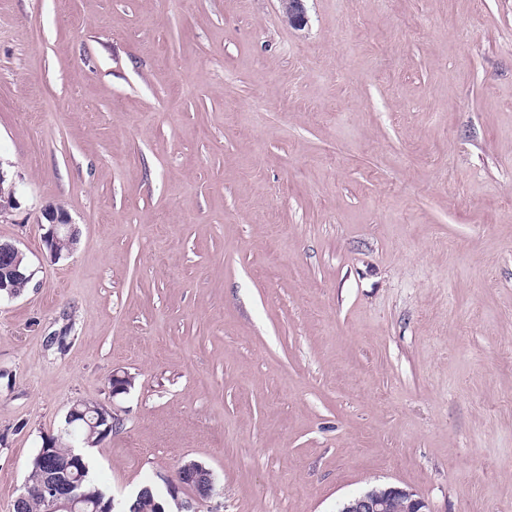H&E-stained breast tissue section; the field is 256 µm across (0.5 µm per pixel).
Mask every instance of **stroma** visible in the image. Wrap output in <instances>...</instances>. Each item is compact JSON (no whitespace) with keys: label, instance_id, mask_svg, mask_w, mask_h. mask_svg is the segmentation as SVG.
Here are the masks:
<instances>
[{"label":"stroma","instance_id":"stroma-1","mask_svg":"<svg viewBox=\"0 0 512 512\" xmlns=\"http://www.w3.org/2000/svg\"><path fill=\"white\" fill-rule=\"evenodd\" d=\"M305 7L0 0V241L34 272L0 300V512L79 400L118 500L193 459L207 512H512V0ZM42 217L46 221H40L43 241L54 260H59L71 254L79 242V230L76 224H72L71 218L63 208L49 204L42 211ZM89 411L94 413L93 417H92L93 422H90L86 418V414ZM108 415H112V416L108 417ZM114 416L115 415L111 414L107 409H105L101 406H98V405H94L93 407L88 408L87 411H84V412H80V411L76 410L74 407H72L69 409V411L67 413V417H68L69 421L71 422V424L74 423L75 421H80L82 419V420L86 421L91 426V429H93V431L97 430L96 426L104 423L107 420V423H104L98 427V429H103L99 433L102 435L100 440L106 435L107 430H109V425L107 426V424H110L109 433L112 432V428L114 426H116V424H114V426H112V418ZM107 417H108V419H107ZM69 421L66 418L64 428H67V427L71 428V441L74 439L80 440L82 445H85L88 447L89 446L93 447L98 443L97 442V440H98L97 432L95 434H92L90 429L82 427L76 423L71 425V424H69ZM85 440H87V441H85ZM337 512H431L425 499L406 488L375 486L343 501Z\"/></svg>","mask_w":512,"mask_h":512}]
</instances>
